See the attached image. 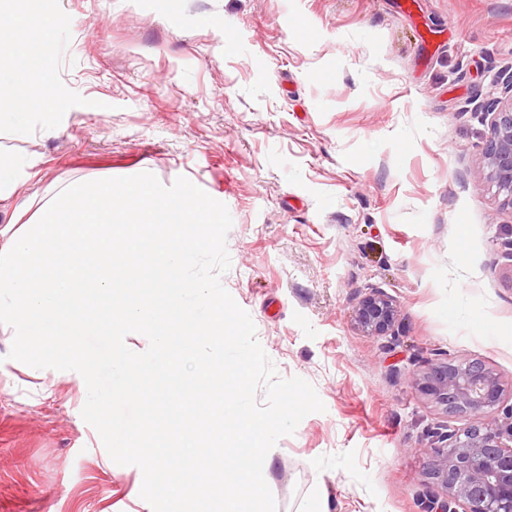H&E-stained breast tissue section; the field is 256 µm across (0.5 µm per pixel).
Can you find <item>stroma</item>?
<instances>
[{"label": "stroma", "instance_id": "stroma-1", "mask_svg": "<svg viewBox=\"0 0 512 512\" xmlns=\"http://www.w3.org/2000/svg\"><path fill=\"white\" fill-rule=\"evenodd\" d=\"M64 106L0 122L22 186L0 226L71 182L185 176L224 203L222 283L279 376L325 405L274 448L277 512H421L433 428L412 391L438 362L512 384V208L474 172L512 66V0H53ZM378 289L394 334L354 325ZM0 335V512H148L142 472L81 416L74 371Z\"/></svg>", "mask_w": 512, "mask_h": 512}]
</instances>
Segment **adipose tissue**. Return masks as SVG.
Returning a JSON list of instances; mask_svg holds the SVG:
<instances>
[{
    "label": "adipose tissue",
    "mask_w": 512,
    "mask_h": 512,
    "mask_svg": "<svg viewBox=\"0 0 512 512\" xmlns=\"http://www.w3.org/2000/svg\"><path fill=\"white\" fill-rule=\"evenodd\" d=\"M13 9L6 24L0 25V58L27 59L28 49L40 46L57 23L45 0H10ZM0 94L13 99L16 110H24L30 102H39L47 113L61 105L51 80V67L39 62L31 70L18 73L16 81L1 86Z\"/></svg>",
    "instance_id": "obj_1"
}]
</instances>
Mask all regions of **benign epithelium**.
<instances>
[{
  "label": "benign epithelium",
  "instance_id": "7a95c632",
  "mask_svg": "<svg viewBox=\"0 0 512 512\" xmlns=\"http://www.w3.org/2000/svg\"><path fill=\"white\" fill-rule=\"evenodd\" d=\"M501 79L510 96L487 105L490 125L476 177L512 207V70ZM399 316L397 302L375 289L359 301L354 322L367 336H386ZM409 385L447 412L481 417L463 429L427 433L426 477L441 495L426 496L423 512H512V421L497 417L505 392L500 376L475 360L440 362L413 375Z\"/></svg>",
  "mask_w": 512,
  "mask_h": 512
}]
</instances>
